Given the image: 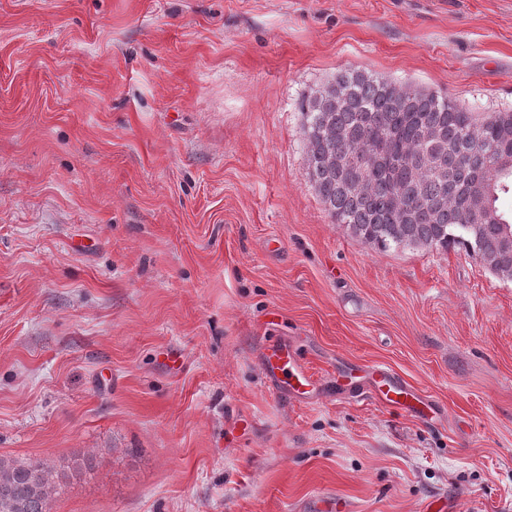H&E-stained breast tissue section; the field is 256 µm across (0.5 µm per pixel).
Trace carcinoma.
I'll use <instances>...</instances> for the list:
<instances>
[{
    "label": "carcinoma",
    "mask_w": 512,
    "mask_h": 512,
    "mask_svg": "<svg viewBox=\"0 0 512 512\" xmlns=\"http://www.w3.org/2000/svg\"><path fill=\"white\" fill-rule=\"evenodd\" d=\"M343 95L345 105H337ZM310 182L332 217L381 250L459 247L512 281V110L473 112L435 92L343 70L299 104ZM485 127L475 141L470 128ZM390 170L372 165L377 133ZM84 452L62 469L0 458V512H50L63 483L95 467Z\"/></svg>",
    "instance_id": "1"
}]
</instances>
